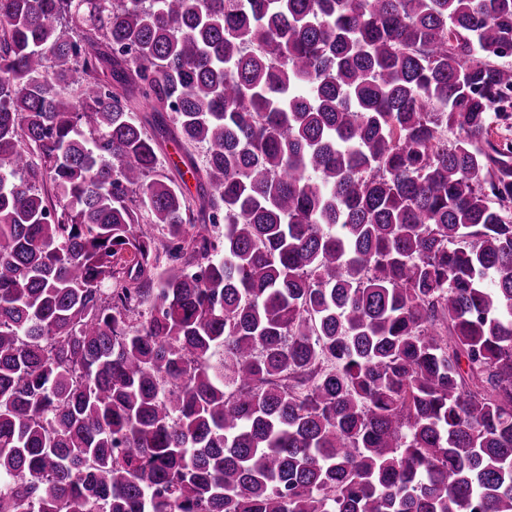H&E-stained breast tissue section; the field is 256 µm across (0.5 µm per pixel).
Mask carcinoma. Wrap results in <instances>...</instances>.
<instances>
[{"label":"carcinoma","mask_w":512,"mask_h":512,"mask_svg":"<svg viewBox=\"0 0 512 512\" xmlns=\"http://www.w3.org/2000/svg\"><path fill=\"white\" fill-rule=\"evenodd\" d=\"M511 51L512 0H0V512H512ZM178 147L175 143H168L163 147L160 152V172L170 176L173 180L181 186L184 190H189L193 194L195 193V180L189 175L184 177L182 182L174 168L173 162L178 161Z\"/></svg>","instance_id":"1"}]
</instances>
